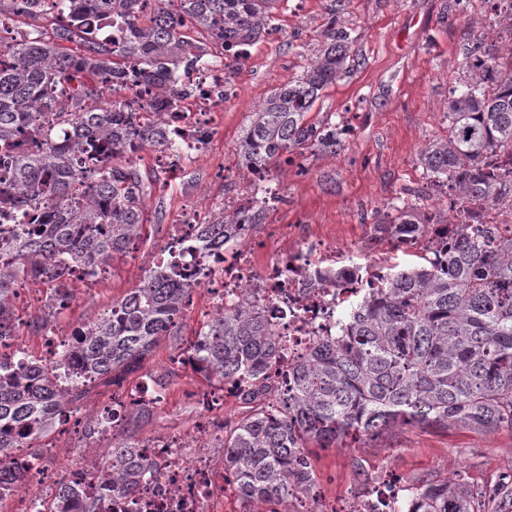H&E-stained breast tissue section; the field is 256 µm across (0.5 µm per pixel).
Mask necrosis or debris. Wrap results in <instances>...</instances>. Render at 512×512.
Returning a JSON list of instances; mask_svg holds the SVG:
<instances>
[{"label": "necrosis or debris", "mask_w": 512, "mask_h": 512, "mask_svg": "<svg viewBox=\"0 0 512 512\" xmlns=\"http://www.w3.org/2000/svg\"><path fill=\"white\" fill-rule=\"evenodd\" d=\"M191 80L203 95L194 109L178 119L181 136L188 143L207 140L210 112L222 102L224 71L200 67ZM318 249L314 239L301 240L287 259L263 273L257 271L250 255L239 254L225 264L217 290L224 301L246 295L261 304L292 361L316 339L335 335L347 309L363 294L360 287L321 279L322 266L313 259ZM143 450L160 466L161 478L140 485L132 496L110 501L111 512H219L224 478L215 473L200 449L185 439L172 438L145 443Z\"/></svg>", "instance_id": "necrosis-or-debris-1"}]
</instances>
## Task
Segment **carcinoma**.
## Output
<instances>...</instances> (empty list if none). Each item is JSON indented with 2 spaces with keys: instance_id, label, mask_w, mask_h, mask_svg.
I'll list each match as a JSON object with an SVG mask.
<instances>
[{
  "instance_id": "1",
  "label": "carcinoma",
  "mask_w": 512,
  "mask_h": 512,
  "mask_svg": "<svg viewBox=\"0 0 512 512\" xmlns=\"http://www.w3.org/2000/svg\"><path fill=\"white\" fill-rule=\"evenodd\" d=\"M0 0V25L18 27L36 10ZM52 31L35 26L21 41H0V204L32 223H0V329L13 326L20 280L107 272L142 239L148 184L135 153L200 152L176 138L169 112L188 95L189 69L201 61L190 29H203L235 63L274 30L277 0H55ZM512 28V0H485ZM116 25L103 39L96 24ZM327 47L303 74L279 87L253 113L239 141V164L266 171L309 150L334 153L336 126L309 118L322 92L347 72L350 34L331 21ZM82 49L76 53L71 45ZM156 87L166 112H140L130 100L107 101L111 84ZM29 149L20 150L22 143ZM423 174L448 192V209L432 214L397 198L374 226L395 247L430 224H456L469 205L512 207V46L482 39L464 51L463 75L449 90L448 137L417 156ZM239 212L197 225L188 242L169 247L129 294L82 327L50 361L0 357V497L33 477L14 460L78 409L96 381L133 371L164 336L181 333L192 292L188 259L214 271L212 257L243 243ZM283 352L265 310L243 297L216 306L187 340L196 373L209 385L236 383L247 413L224 430V478H232L243 512L305 495L315 484L309 448H335L351 437L395 425L490 433L512 430V235L497 224H469L444 263L393 266L357 304L339 336L320 338L281 376ZM151 408L118 415L112 430L110 485L77 512H104L109 496L133 492L160 476L128 421ZM79 494L58 484L59 512ZM374 512H475L448 481L409 490L405 507Z\"/></svg>"
}]
</instances>
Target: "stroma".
Instances as JSON below:
<instances>
[{
  "label": "stroma",
  "instance_id": "35a3bbf8",
  "mask_svg": "<svg viewBox=\"0 0 512 512\" xmlns=\"http://www.w3.org/2000/svg\"><path fill=\"white\" fill-rule=\"evenodd\" d=\"M274 16L275 32L261 35L240 65L225 66L208 33L193 32L205 61L224 65L231 89L224 105L212 112L205 150L179 157L164 170L157 168L152 151L140 152L136 164L154 183L145 196L146 233L137 251L116 259L113 271L95 284H76L64 307L53 306L48 287L32 291L14 306V337L0 352L46 359L47 332L67 335L138 286L186 212H194L198 223L212 224L229 206L254 196V180L238 164L239 139L258 105L300 77L320 54L332 20L353 37L349 70L323 91L310 117L346 122L340 146L334 153H305L278 168L282 200L266 211L242 248L257 267H265L295 251L298 240L290 227L303 224L326 246L322 264L344 257L364 262L383 253L402 266L415 263L408 251L374 240L372 227L400 197L422 212L447 208L445 194L427 187L416 156L427 143L448 135V93L461 71L464 45L476 38L501 41L486 0H278ZM215 307L207 289L193 292L180 336L163 337L116 386L92 388L81 409L90 415L102 411L111 406L114 388L160 378L167 386L163 404L135 428L136 439L147 442L193 429L204 415L202 396L209 386L170 357ZM41 445L51 449L49 463L59 477L83 461L84 449L111 447L112 438L68 440L55 432ZM311 462L316 500L340 512L370 493L388 499L406 487L445 479L454 480L481 512H498L491 493L512 476V431L397 427L371 439L346 440L339 448L313 449Z\"/></svg>",
  "mask_w": 512,
  "mask_h": 512
}]
</instances>
